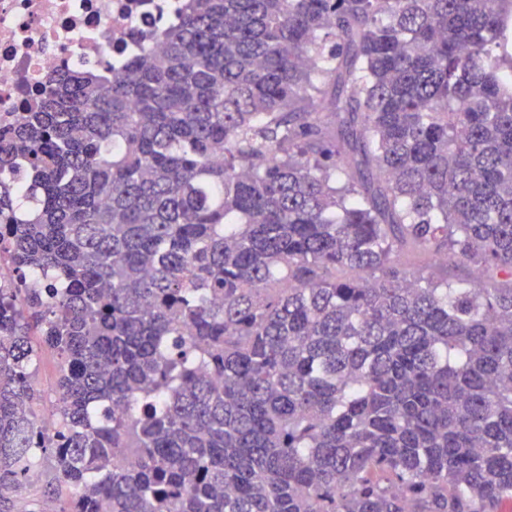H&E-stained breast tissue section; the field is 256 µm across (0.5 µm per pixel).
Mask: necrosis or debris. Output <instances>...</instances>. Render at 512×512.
Here are the masks:
<instances>
[{
    "label": "necrosis or debris",
    "instance_id": "necrosis-or-debris-1",
    "mask_svg": "<svg viewBox=\"0 0 512 512\" xmlns=\"http://www.w3.org/2000/svg\"><path fill=\"white\" fill-rule=\"evenodd\" d=\"M176 12V0H0V126L40 99L60 65L125 60Z\"/></svg>",
    "mask_w": 512,
    "mask_h": 512
}]
</instances>
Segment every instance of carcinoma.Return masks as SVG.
<instances>
[{
	"instance_id": "carcinoma-1",
	"label": "carcinoma",
	"mask_w": 512,
	"mask_h": 512,
	"mask_svg": "<svg viewBox=\"0 0 512 512\" xmlns=\"http://www.w3.org/2000/svg\"><path fill=\"white\" fill-rule=\"evenodd\" d=\"M511 18L181 0L59 68L0 127V512L47 459L53 512H512ZM392 264L405 269L412 278H424L443 285L469 284L475 278L471 265L448 257V262L432 257L428 253L417 254L407 249L398 250L391 256ZM59 364L56 356L50 351L40 355L38 366L33 375L35 387L42 395V411L48 413L58 398L56 380L58 377Z\"/></svg>"
}]
</instances>
